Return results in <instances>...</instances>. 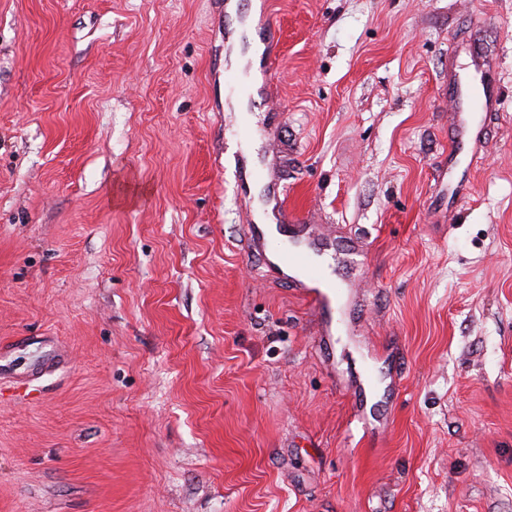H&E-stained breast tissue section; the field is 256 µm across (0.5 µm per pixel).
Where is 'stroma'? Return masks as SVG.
<instances>
[{"label": "stroma", "instance_id": "stroma-1", "mask_svg": "<svg viewBox=\"0 0 512 512\" xmlns=\"http://www.w3.org/2000/svg\"><path fill=\"white\" fill-rule=\"evenodd\" d=\"M251 12L0 0V512H512V0H270L240 113ZM261 26L265 31L270 44L266 59L265 77L268 81L274 82L278 78L279 73V40L276 38V29L274 25L268 20V16L261 20ZM448 106L454 115L461 118V138L467 134L468 125L474 120V116L481 112L495 110V100L484 88H467L448 100ZM282 257L286 262L290 261L291 263L298 264L302 267L306 282L313 285H323V288L326 291H323L320 288V290H314L315 295L313 297V302L317 309H320L322 306H329L332 304L333 298L330 293L334 291V288H332L327 281V273L323 267L309 263L306 257L301 254L289 255L286 253Z\"/></svg>", "mask_w": 512, "mask_h": 512}]
</instances>
